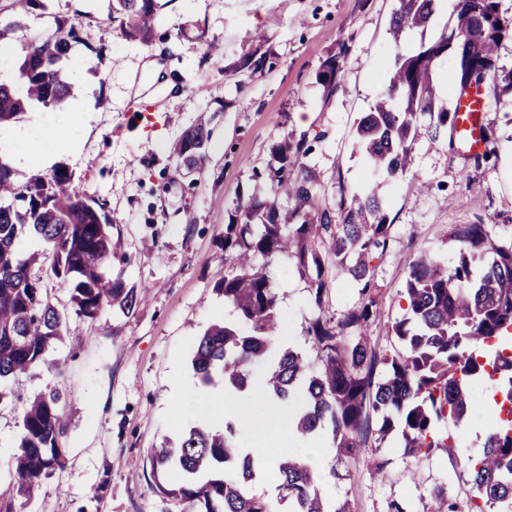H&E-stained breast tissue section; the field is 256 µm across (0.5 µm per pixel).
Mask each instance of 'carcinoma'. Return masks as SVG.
I'll return each mask as SVG.
<instances>
[{"label": "carcinoma", "mask_w": 512, "mask_h": 512, "mask_svg": "<svg viewBox=\"0 0 512 512\" xmlns=\"http://www.w3.org/2000/svg\"><path fill=\"white\" fill-rule=\"evenodd\" d=\"M11 2L15 20L0 27V40L20 26L29 9L42 6L40 0ZM434 2L398 0L388 85L356 127V149L387 180L410 170L425 116L434 130H449L448 148L456 149L453 115L436 85L450 48L457 50L458 92L491 86L496 102L512 107V70L498 66L499 47L512 35L501 0H457L452 26L435 41L407 49L402 35L432 22ZM156 11L157 0H112V21L126 38L144 45L153 40ZM80 41L76 24L60 23L25 46L16 69L19 86L0 82V129L30 106L63 108L70 84L62 64ZM348 51L343 45L322 64L319 81L330 92ZM209 123L199 118L173 146L190 172L202 169ZM307 152L304 136L276 144L267 172L273 196L237 210L225 225L224 276L214 290L234 307L241 326L216 322L204 331L191 360L196 377L204 385L219 378L224 387L242 392L253 383L254 368L267 364L262 384L282 404L298 407L296 432L307 438L331 428L339 458L356 455L370 437L382 441L396 429L413 458L451 447L468 423L472 385L491 381L490 429L479 455L467 462L474 490L468 512H512V240L498 238L492 224H455L448 233L456 250L452 263L419 251L409 263L403 314L391 325L402 350L382 355L371 344L369 328L379 311L374 261L386 255L394 231L385 199L375 186L363 193L343 186L337 210L314 207L315 179L303 162ZM114 223L103 203L79 190L66 164L23 175L0 153V407L21 400L8 383L44 363L64 336L66 318L44 278L68 289L70 305L91 321L106 305L129 314L140 303L143 291L108 272ZM27 235L45 249L23 251ZM277 258L307 277L318 306L334 279L349 278L358 288V301L342 317L317 316L309 323L315 364L274 340L278 296L268 267ZM381 364L385 373L378 378ZM22 427L13 475L18 493L29 497L66 466L59 445L61 396L40 394L28 401ZM277 466L278 504L287 512H351L349 501L331 504L321 496L301 459L282 456ZM151 468L174 476L162 493L180 498L188 512H279L278 504L247 489L256 480L253 457L232 420L222 429L189 428L152 454Z\"/></svg>", "instance_id": "carcinoma-1"}]
</instances>
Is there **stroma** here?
I'll use <instances>...</instances> for the list:
<instances>
[{"mask_svg": "<svg viewBox=\"0 0 512 512\" xmlns=\"http://www.w3.org/2000/svg\"><path fill=\"white\" fill-rule=\"evenodd\" d=\"M395 7V0H160L154 41L145 46L109 20L108 0H44L8 35L7 45L20 49L60 20L79 23L67 69L71 97L85 101L86 112L71 143L53 145L51 160L67 164L80 190L117 217L109 272L147 296L127 316L108 306L91 321L68 309L66 334L50 352L54 367L13 382L24 398L64 395L68 463L33 497L18 495L10 448L22 431L21 411L0 409V441L9 445L0 453V512H185L184 502L160 493L150 457L197 421L200 382L189 358L200 335L211 323L237 322L214 290L224 273L217 261L224 226L237 203L269 195L262 174L271 147L289 136L312 139L306 161L319 179V207H335L339 186L372 182L354 149L356 125L387 84ZM211 43L220 54L207 52ZM343 43L349 53L329 92L318 74ZM260 56L265 63L254 68ZM484 96L483 127L493 134L486 161L473 165L424 136L413 146L409 176L380 188L395 226L376 268L380 319L370 334L381 353L400 348L390 326L403 313L416 251L452 262L449 228L480 219L512 236V111L496 107L492 89ZM205 111L217 118L203 169L190 174L170 146ZM42 114L30 108L11 126L15 139L6 149L25 174L35 167L24 154L43 148ZM416 178L428 190L416 192ZM270 273L281 336L315 361L309 322L339 318L357 301L356 288L334 280L318 304L288 260H275ZM481 446L464 434L454 447L413 460L392 434L352 458L327 455L319 489L327 500H349L353 512L397 505L430 512L441 489L463 510L473 495L463 461Z\"/></svg>", "mask_w": 512, "mask_h": 512, "instance_id": "1", "label": "stroma"}]
</instances>
